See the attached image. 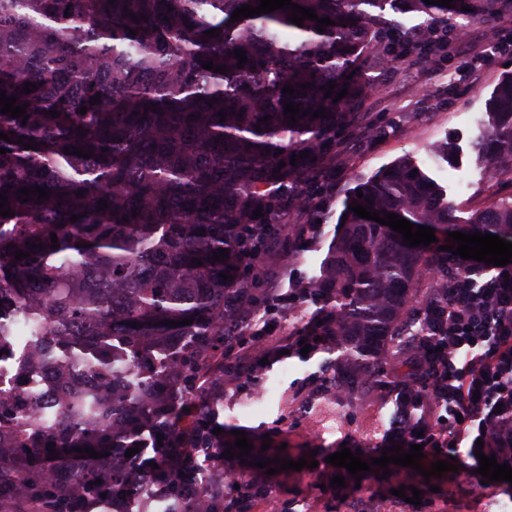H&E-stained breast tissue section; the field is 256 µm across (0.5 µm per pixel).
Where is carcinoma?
Segmentation results:
<instances>
[{
	"label": "carcinoma",
	"instance_id": "obj_1",
	"mask_svg": "<svg viewBox=\"0 0 512 512\" xmlns=\"http://www.w3.org/2000/svg\"><path fill=\"white\" fill-rule=\"evenodd\" d=\"M292 2L335 25L320 33L307 19L299 27L288 9L231 19L259 0H0V92L28 104L25 123L0 114V133L11 139L0 140L8 149L0 154V194L11 209L0 216V296L34 325L36 350L53 341L60 375L73 365L91 375L90 385L64 390L50 414L0 390V512H91L102 494L112 497V512H123L124 497L144 479L181 497L199 454L212 449L195 398L224 376L226 332L239 317L233 301L248 291L242 259L256 246L250 226L277 234L283 195L311 201L304 174L327 156L346 103L368 88L365 68L385 55L440 52L439 30L504 8V0H453L450 8L424 0ZM388 9L427 18L414 36L386 18ZM239 48L247 57L240 69ZM208 61L227 73L202 68ZM28 82L36 87L26 93ZM330 83L328 97L322 87ZM287 85L294 95H283ZM286 102L310 114L293 125ZM318 110L325 117H312ZM488 125L476 149L491 174L512 180V75L492 97ZM31 138L36 147L28 149ZM302 152L309 157L291 164ZM414 169L408 160L393 163L353 200L414 225L512 242V199L462 222ZM36 186L52 194L39 204L18 200L16 191ZM346 214L322 273L327 315L309 333L332 337L336 384L355 391L397 346L421 272L439 259L448 271V252L407 246L391 227ZM222 248L228 256L219 262ZM18 250L28 256L16 260ZM186 318L193 323L162 324ZM149 426L163 445L155 465L139 470L126 451ZM179 441L185 447L174 470L166 458ZM85 447L101 457L77 452ZM52 468L68 477L52 476ZM198 491L209 512H226L224 482Z\"/></svg>",
	"mask_w": 512,
	"mask_h": 512
}]
</instances>
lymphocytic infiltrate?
<instances>
[{
    "label": "lymphocytic infiltrate",
    "instance_id": "obj_1",
    "mask_svg": "<svg viewBox=\"0 0 512 512\" xmlns=\"http://www.w3.org/2000/svg\"><path fill=\"white\" fill-rule=\"evenodd\" d=\"M427 342L411 359L405 390L395 391L394 444L423 443L424 455L468 446L484 454L512 447V264L455 258L443 295L417 313ZM289 352L318 349L317 337L266 331L248 320L237 337V363L259 366L262 344Z\"/></svg>",
    "mask_w": 512,
    "mask_h": 512
}]
</instances>
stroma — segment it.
I'll use <instances>...</instances> for the list:
<instances>
[{
  "mask_svg": "<svg viewBox=\"0 0 512 512\" xmlns=\"http://www.w3.org/2000/svg\"><path fill=\"white\" fill-rule=\"evenodd\" d=\"M466 33L472 40L500 44L477 83L464 76L449 80L452 52L448 49L425 59L408 58L399 69L383 65L367 71L370 90L346 109L371 124L373 134L351 135L350 150L328 173L333 194L318 193L314 208L306 213L286 211L284 223L294 228L288 252L272 249L243 268V278L260 288H274L285 295L307 289L306 297L267 314L286 333H300L324 305V298L314 296L312 290L320 284L337 224L360 183L394 161L412 159L445 188L458 216L464 219L512 195V182L492 177L473 149L494 91L512 71V20L499 16L477 19ZM443 143L448 146V158L435 160L432 150ZM303 224L318 225L313 243H305L297 235V226ZM335 360V353L326 349L308 356L273 354L252 376L242 377L234 359L229 358L224 362L223 381H211L203 389L201 400L213 410L217 427L224 429L225 442L235 443L234 433L239 430L246 432L254 445L269 441L267 458L295 461L313 456L318 461L313 469L282 470L270 476L233 458L231 464L237 467L239 480L254 481L264 488L263 493L241 500L240 512H350L355 503L361 504L364 512H498L500 500H512L511 483H482L480 477L466 471L468 458L463 453L456 459L457 471L443 473L434 492L420 473L431 465L427 458L421 459L417 470L400 466L395 475L386 477L376 468L359 479L346 477L344 486L331 485L337 469L327 463V454L347 447L380 457L390 427V410L396 404L384 388L389 372L380 365L374 380L350 397L346 408H338L335 386L328 381ZM253 400L259 403L257 410L241 413V405ZM403 485L420 490V504L395 496V489Z\"/></svg>",
  "mask_w": 512,
  "mask_h": 512,
  "instance_id": "stroma-1",
  "label": "stroma"
}]
</instances>
